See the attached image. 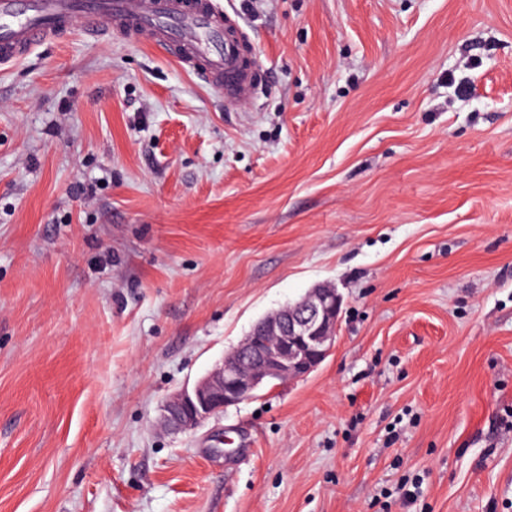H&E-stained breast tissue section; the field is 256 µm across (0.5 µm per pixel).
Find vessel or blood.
Wrapping results in <instances>:
<instances>
[{
  "mask_svg": "<svg viewBox=\"0 0 512 512\" xmlns=\"http://www.w3.org/2000/svg\"><path fill=\"white\" fill-rule=\"evenodd\" d=\"M75 22L88 36L112 29L174 55L225 104L256 95L240 45L227 34L236 20L216 0H0V65L20 61Z\"/></svg>",
  "mask_w": 512,
  "mask_h": 512,
  "instance_id": "b4317fda",
  "label": "vessel or blood"
}]
</instances>
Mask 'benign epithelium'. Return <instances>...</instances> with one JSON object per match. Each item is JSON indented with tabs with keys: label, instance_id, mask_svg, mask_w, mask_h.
<instances>
[{
	"label": "benign epithelium",
	"instance_id": "7a95c632",
	"mask_svg": "<svg viewBox=\"0 0 512 512\" xmlns=\"http://www.w3.org/2000/svg\"><path fill=\"white\" fill-rule=\"evenodd\" d=\"M342 307L335 287L317 285L296 303L264 316L258 325L263 338L246 337L192 389L165 399L161 425L177 433L193 431L272 381L308 376L333 350Z\"/></svg>",
	"mask_w": 512,
	"mask_h": 512
}]
</instances>
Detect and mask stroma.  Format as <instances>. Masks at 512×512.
<instances>
[{
  "instance_id": "1",
  "label": "stroma",
  "mask_w": 512,
  "mask_h": 512,
  "mask_svg": "<svg viewBox=\"0 0 512 512\" xmlns=\"http://www.w3.org/2000/svg\"><path fill=\"white\" fill-rule=\"evenodd\" d=\"M257 95L73 24L0 69V512H512V0H223ZM308 377L159 406L311 288Z\"/></svg>"
}]
</instances>
